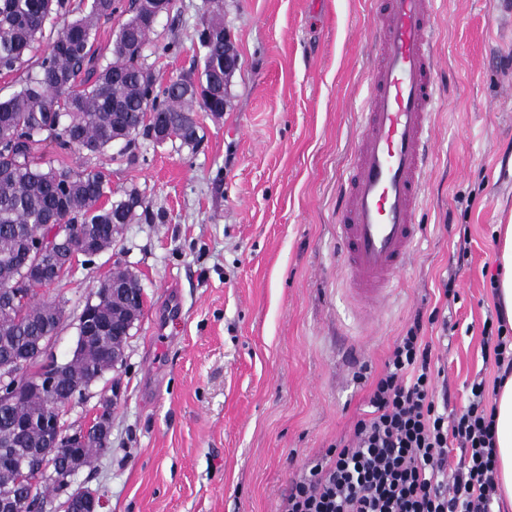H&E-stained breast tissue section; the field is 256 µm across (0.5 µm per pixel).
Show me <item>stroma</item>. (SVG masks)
Returning <instances> with one entry per match:
<instances>
[{
  "label": "stroma",
  "mask_w": 512,
  "mask_h": 512,
  "mask_svg": "<svg viewBox=\"0 0 512 512\" xmlns=\"http://www.w3.org/2000/svg\"><path fill=\"white\" fill-rule=\"evenodd\" d=\"M240 58L224 115L198 113L196 147L145 136L88 157L48 147L52 166L101 165L149 209L53 294L65 316L50 351L70 357L76 317L113 267L143 307L122 365L109 446L74 488L99 512H277L307 462L347 434L415 315L462 409L497 307L498 225L512 222V26L493 0H439V102L422 237L379 312L345 280L336 211L361 133L381 0H222ZM212 0H176L144 49L160 82L195 72ZM174 49L163 52L164 44ZM458 298L447 303L443 284Z\"/></svg>",
  "instance_id": "1"
}]
</instances>
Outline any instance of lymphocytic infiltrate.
<instances>
[{
	"label": "lymphocytic infiltrate",
	"instance_id": "lymphocytic-infiltrate-1",
	"mask_svg": "<svg viewBox=\"0 0 512 512\" xmlns=\"http://www.w3.org/2000/svg\"><path fill=\"white\" fill-rule=\"evenodd\" d=\"M421 320L392 345L370 381L367 409L350 433L310 461L278 512H495V407L485 380H474L463 412L436 397L442 369ZM482 353L499 377L512 373V330L485 320ZM460 449L449 465V440Z\"/></svg>",
	"mask_w": 512,
	"mask_h": 512
}]
</instances>
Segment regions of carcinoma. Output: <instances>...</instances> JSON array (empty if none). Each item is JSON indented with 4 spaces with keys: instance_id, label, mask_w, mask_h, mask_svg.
Wrapping results in <instances>:
<instances>
[{
    "instance_id": "obj_1",
    "label": "carcinoma",
    "mask_w": 512,
    "mask_h": 512,
    "mask_svg": "<svg viewBox=\"0 0 512 512\" xmlns=\"http://www.w3.org/2000/svg\"><path fill=\"white\" fill-rule=\"evenodd\" d=\"M175 0H137L118 28L111 57L97 53L99 23L117 12L116 0H0V74L22 73L19 89L0 97V298L21 275L28 239L44 224L70 225L72 250L94 253L112 248L119 229L136 216L130 200L148 209L134 189L112 190L104 167H52L40 162L43 149L97 156L123 134L132 141L143 132L146 112L165 114L172 140L194 147L202 127L193 113L219 118L224 112V23L220 0L201 21L204 48L195 79L180 75L155 81L141 50L154 32L156 16H167ZM120 279L131 310L140 315L142 289L137 278L117 267L97 282V316L112 323V279ZM64 317L61 301L38 292L18 303L10 315L0 310V364L26 361L48 345ZM112 369V341L91 339L58 374L52 397L31 394L14 402L0 399V448L38 453L27 468L40 466L45 444L39 418L65 405L80 386ZM109 437L92 434L82 447V465L108 447ZM28 497V482L13 466L0 462V496Z\"/></svg>"
}]
</instances>
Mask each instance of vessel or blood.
Listing matches in <instances>:
<instances>
[{"mask_svg":"<svg viewBox=\"0 0 512 512\" xmlns=\"http://www.w3.org/2000/svg\"><path fill=\"white\" fill-rule=\"evenodd\" d=\"M437 0H382L362 136L346 171L336 236L351 290L365 306L391 293L421 236L416 215L432 161Z\"/></svg>","mask_w":512,"mask_h":512,"instance_id":"1","label":"vessel or blood"}]
</instances>
